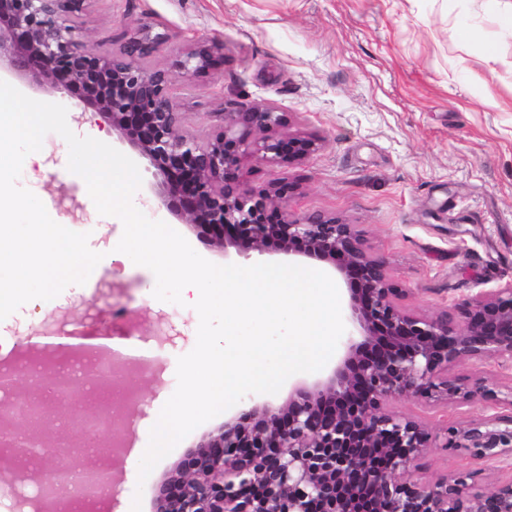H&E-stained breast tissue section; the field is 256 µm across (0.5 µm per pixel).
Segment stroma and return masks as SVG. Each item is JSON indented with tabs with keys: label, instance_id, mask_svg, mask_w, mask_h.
I'll list each match as a JSON object with an SVG mask.
<instances>
[{
	"label": "stroma",
	"instance_id": "1",
	"mask_svg": "<svg viewBox=\"0 0 512 512\" xmlns=\"http://www.w3.org/2000/svg\"><path fill=\"white\" fill-rule=\"evenodd\" d=\"M511 8L512 0H86L73 23L93 52L163 35L142 65L169 73L188 138L219 131L229 106L268 103L287 113L288 133L318 139L319 151L289 167L251 164L250 185L294 182L290 211L357 225L391 281L408 288L405 306L455 317L460 303L512 282V32L502 27ZM469 28L478 40L464 39ZM201 46L219 64L186 75L180 61ZM14 86L65 106L74 134L132 159L142 177L133 203L149 219L214 264L244 265L235 248L213 246L169 213L160 175L93 108L48 86ZM68 153L63 137L45 135L41 168L17 183L67 229L88 234L105 268L91 284L22 305L0 320V336L16 351L61 329L84 343L121 340L114 308L146 311L135 337L151 350L154 377L126 370L100 393L107 401L128 393L134 408L121 435L127 462L114 487L116 512L136 501L153 512L156 485L224 418L195 428L139 480L145 436L177 387V359L194 348L199 316L192 305L157 300L152 272L112 259L123 224L97 212Z\"/></svg>",
	"mask_w": 512,
	"mask_h": 512
}]
</instances>
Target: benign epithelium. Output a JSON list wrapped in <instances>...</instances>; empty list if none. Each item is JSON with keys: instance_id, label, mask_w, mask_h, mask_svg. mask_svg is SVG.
<instances>
[{"instance_id": "obj_1", "label": "benign epithelium", "mask_w": 512, "mask_h": 512, "mask_svg": "<svg viewBox=\"0 0 512 512\" xmlns=\"http://www.w3.org/2000/svg\"><path fill=\"white\" fill-rule=\"evenodd\" d=\"M85 0H0V69L36 85L77 96L163 176L161 202L219 247L231 245L250 259L270 249L329 262L357 280L347 320L356 334L341 337L330 373L292 385L281 405H248L208 433L174 473L156 487V512H512V475L493 481L486 468L512 470V386L509 396L487 378L452 373L464 361L493 360L512 371V283L462 304L459 319L418 313L403 300L386 263L370 254L354 224L334 216L294 215L291 182L247 187L245 161L290 166L312 156L317 140L282 132L288 113L269 104L224 111L222 129L203 143L180 133L168 73L146 70L141 60L161 37L134 36L123 50H87L71 24ZM216 58L203 47L181 61L200 74ZM80 354L124 367L138 364L107 346H70ZM84 382L112 377L89 361ZM408 397L419 403L462 407L480 403L489 414L442 420L434 430L390 408ZM25 408L0 409V435L40 436L46 418ZM28 428H13L17 415ZM104 421L81 413L68 425L81 442ZM432 448L464 456L474 467L427 480L409 477L410 466ZM14 512H55L58 498L23 499Z\"/></svg>"}]
</instances>
